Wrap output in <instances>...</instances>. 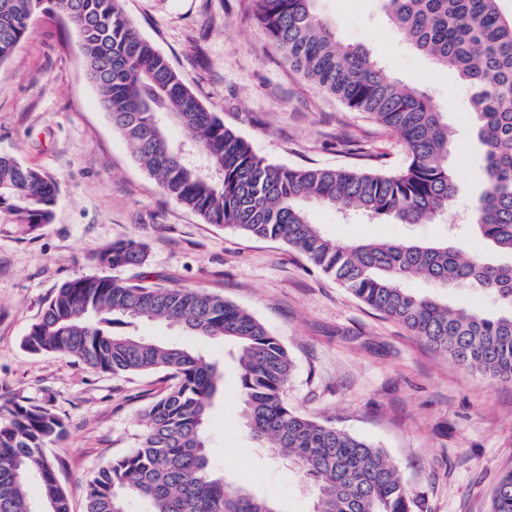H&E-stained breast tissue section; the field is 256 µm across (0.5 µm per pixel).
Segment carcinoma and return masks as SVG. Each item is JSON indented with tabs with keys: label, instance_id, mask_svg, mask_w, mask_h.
I'll list each match as a JSON object with an SVG mask.
<instances>
[{
	"label": "carcinoma",
	"instance_id": "carcinoma-1",
	"mask_svg": "<svg viewBox=\"0 0 512 512\" xmlns=\"http://www.w3.org/2000/svg\"><path fill=\"white\" fill-rule=\"evenodd\" d=\"M122 0H56L64 12L98 103L146 174L207 224L283 242L355 298L402 323L455 365L512 382V262L464 254L453 233L342 244L309 218L310 203L400 224H431L448 213L457 171L448 158V123L429 94L390 79L362 47L336 38L316 0H253V19L290 67L354 112H363L406 147L396 172L356 167L293 168L256 155L184 83L167 58L125 16ZM388 20L408 46L470 90L482 146L484 184L470 233L512 256V15L502 0H384ZM45 0H0V63L30 35ZM175 124L185 138L171 137ZM57 188L39 170L0 155V210L34 229L53 218ZM100 266H141L134 237L92 253ZM421 277L442 290L478 288L493 312L452 309L439 293L405 287ZM112 314L162 320L237 347L240 416L248 435L289 454L316 488L312 512H412L398 469L378 448L288 406L293 361L280 340L222 296L182 285H143L85 275L56 287L23 345L101 372L162 370L172 384L146 406L134 446L99 468L85 487V512H278L273 501L229 485L209 462L210 410L224 395L218 366L177 344L115 335ZM65 431L48 409L0 403V512H32L29 483L38 478L40 512H71L45 449ZM492 512H512V470L492 491Z\"/></svg>",
	"mask_w": 512,
	"mask_h": 512
}]
</instances>
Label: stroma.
Returning a JSON list of instances; mask_svg holds the SVG:
<instances>
[{
	"label": "stroma",
	"instance_id": "stroma-1",
	"mask_svg": "<svg viewBox=\"0 0 512 512\" xmlns=\"http://www.w3.org/2000/svg\"><path fill=\"white\" fill-rule=\"evenodd\" d=\"M128 19L185 83L252 150L287 167H346L354 144L396 171L402 142L290 68L252 19V0H122ZM345 43L367 47L384 72L429 91L445 112L458 191L445 220L396 224L315 205L313 223L336 241L440 239L467 223L482 190L483 151L469 93L413 52L382 0H317ZM31 33L0 63V154L41 171L58 189L51 223L37 229L0 212V401L43 405L65 435L47 448L72 512L98 468L132 447L139 414L169 386L167 375H113L23 340L55 287L89 274L188 285L250 312L286 347L294 372L286 398L297 412L381 448L397 466L414 512H491V491L512 469V382L455 366L401 323L385 318L276 240L204 223L163 194L101 110L76 38L61 12L37 13ZM134 236L144 265H96L94 249ZM144 335L202 354L224 370L210 414L211 461L226 481L274 499L279 512H310L314 487L276 449L244 431L238 365L230 341L135 322Z\"/></svg>",
	"mask_w": 512,
	"mask_h": 512
}]
</instances>
